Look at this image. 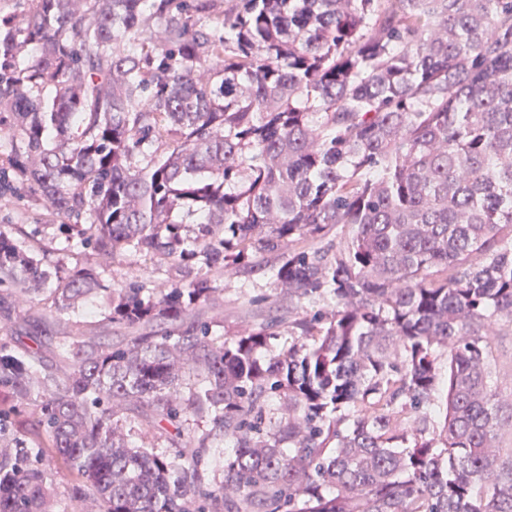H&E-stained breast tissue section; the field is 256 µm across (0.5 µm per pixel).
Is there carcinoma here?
I'll return each mask as SVG.
<instances>
[{
  "instance_id": "1",
  "label": "carcinoma",
  "mask_w": 512,
  "mask_h": 512,
  "mask_svg": "<svg viewBox=\"0 0 512 512\" xmlns=\"http://www.w3.org/2000/svg\"><path fill=\"white\" fill-rule=\"evenodd\" d=\"M0 9V199L179 279L109 288L0 225V512H60L50 454L100 512H512V0H15ZM161 27L160 42L142 34ZM33 46L26 59L21 51ZM344 229L339 241L334 230ZM333 308L226 337L201 306L265 257ZM111 290L116 346L43 349ZM199 385L178 386L186 367ZM283 415L265 422L268 401ZM191 455L133 446L118 411ZM206 419L200 437L182 428ZM229 440L224 481L204 448ZM17 304L22 314H34L46 317L52 321L53 330L57 332L47 339V356L53 363H58V346L73 334H83L95 337L105 344H118L124 335L123 330L108 325L104 320V313L109 307V293L99 291L82 299L76 305V316L71 312H57L51 302L49 290H40L19 295ZM93 314H89V311ZM496 328L502 329V336H494V369L503 393L509 395L512 391V330L507 324Z\"/></svg>"
}]
</instances>
